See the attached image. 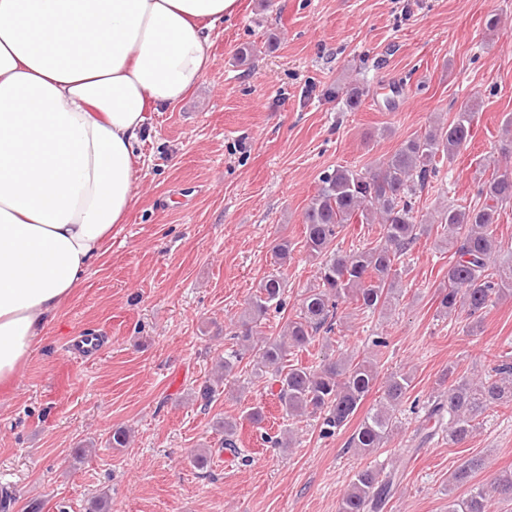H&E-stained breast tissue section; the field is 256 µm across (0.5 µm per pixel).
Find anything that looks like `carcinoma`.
Instances as JSON below:
<instances>
[{
  "label": "carcinoma",
  "mask_w": 512,
  "mask_h": 512,
  "mask_svg": "<svg viewBox=\"0 0 512 512\" xmlns=\"http://www.w3.org/2000/svg\"><path fill=\"white\" fill-rule=\"evenodd\" d=\"M476 117V103L468 100L447 125L430 127L403 141L376 168L364 170L338 165L323 171L316 194L304 213V248L319 259L314 287L301 300L299 314L288 321L282 338L265 342L255 373L270 374L278 386L282 410L294 418L313 416L324 437L346 427L376 384L377 376L363 361L351 357L318 366L287 363V356L303 351L317 335L331 334L340 321L339 305L350 300L357 309L374 314L388 308L397 294L401 259L424 233L436 228L452 254L447 282L440 289L439 309L444 315L465 314L469 333L481 330L488 306L512 291V264L497 263L501 244L495 231L499 206L512 203V168L493 167L478 189V199L450 205L431 221L416 215L420 194L432 186L440 163L466 147ZM356 220L380 225L375 245L341 252L336 238L344 225ZM285 278L278 270L264 277L234 332L235 344L224 350V375L239 367L257 348L260 321L284 306ZM448 390L427 405L426 420L443 428L448 442L458 444L473 433L496 408L512 402V360L506 358L491 371L469 377L448 365ZM410 387V377L391 375L382 399L366 412L348 441L358 455L377 452L397 427V408ZM220 450L243 459L237 425L228 419L221 426ZM485 467L471 457L450 475L452 487L467 485V494L451 496L448 512H489L491 498L512 501V471H503L490 484L473 482ZM393 481L380 471H357L341 498L338 512H383L392 498Z\"/></svg>",
  "instance_id": "carcinoma-1"
}]
</instances>
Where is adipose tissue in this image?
<instances>
[{
  "instance_id": "adipose-tissue-1",
  "label": "adipose tissue",
  "mask_w": 512,
  "mask_h": 512,
  "mask_svg": "<svg viewBox=\"0 0 512 512\" xmlns=\"http://www.w3.org/2000/svg\"><path fill=\"white\" fill-rule=\"evenodd\" d=\"M237 0H0V397L131 208Z\"/></svg>"
}]
</instances>
